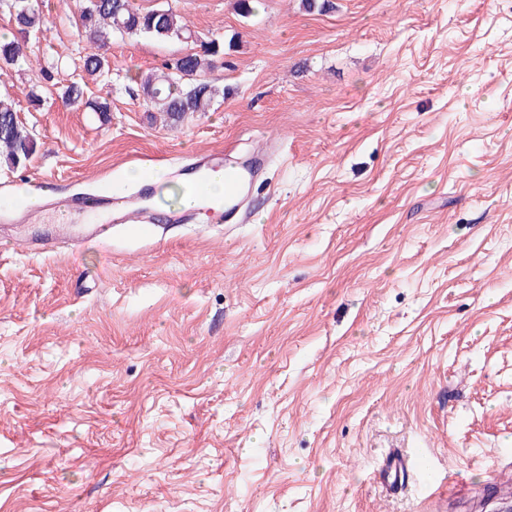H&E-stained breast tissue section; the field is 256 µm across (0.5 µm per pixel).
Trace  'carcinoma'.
<instances>
[{
    "label": "carcinoma",
    "mask_w": 512,
    "mask_h": 512,
    "mask_svg": "<svg viewBox=\"0 0 512 512\" xmlns=\"http://www.w3.org/2000/svg\"><path fill=\"white\" fill-rule=\"evenodd\" d=\"M0 7L12 17L13 38L0 40V65L16 66L27 60V36L45 23L38 0H0ZM78 36L92 47L84 57V70L93 75L103 65L99 50L114 35H145L165 40H189L193 31L173 8L156 7L141 11L131 0H85L76 24ZM224 53V42L217 38L200 42L199 49L172 59L166 72H149L142 77V94L152 107L171 123L188 114L206 112L217 96V89L206 78L216 57ZM36 152V141L19 120L13 104L0 97V164L15 168Z\"/></svg>",
    "instance_id": "carcinoma-1"
}]
</instances>
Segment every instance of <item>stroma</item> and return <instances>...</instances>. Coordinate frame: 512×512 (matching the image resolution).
<instances>
[{
	"instance_id": "stroma-1",
	"label": "stroma",
	"mask_w": 512,
	"mask_h": 512,
	"mask_svg": "<svg viewBox=\"0 0 512 512\" xmlns=\"http://www.w3.org/2000/svg\"><path fill=\"white\" fill-rule=\"evenodd\" d=\"M41 0L0 86L37 142L0 167V512H493L512 493V0H133L225 40L210 111L139 78L189 43ZM84 80L73 108L63 86ZM104 102L107 113L92 111ZM271 146L250 223L29 253L26 195L172 201L183 163ZM427 460L405 494L377 468ZM409 459L397 450L383 455L379 465V479L384 494L391 496L403 491L408 485L409 473L413 471Z\"/></svg>"
}]
</instances>
